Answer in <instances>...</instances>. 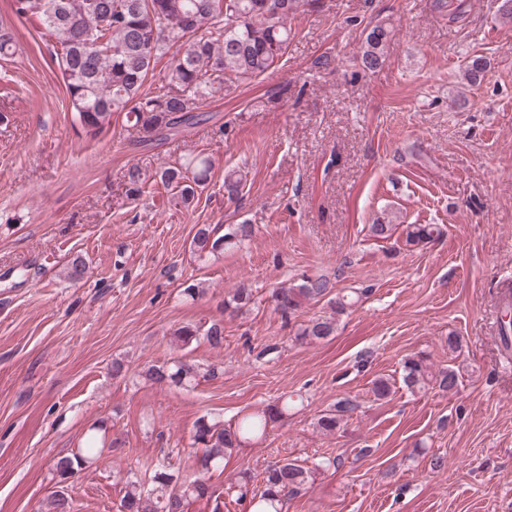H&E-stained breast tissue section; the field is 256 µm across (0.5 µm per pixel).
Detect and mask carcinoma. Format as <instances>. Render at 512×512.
<instances>
[{
    "instance_id": "cac0c4a2",
    "label": "carcinoma",
    "mask_w": 512,
    "mask_h": 512,
    "mask_svg": "<svg viewBox=\"0 0 512 512\" xmlns=\"http://www.w3.org/2000/svg\"><path fill=\"white\" fill-rule=\"evenodd\" d=\"M62 2L10 0L9 7L17 18L37 25L52 42L75 119L86 136H99L111 127L112 117L123 114L143 141L203 121L201 104L221 96L228 78L251 80L280 66L292 36L290 19L299 7V0H83L84 13L71 19L62 10ZM388 37L389 30L382 24L366 30L359 56L362 70L373 71L381 65ZM175 45L180 49L169 53ZM166 54L170 58L159 84L146 88L154 77L157 60ZM487 66L482 56L470 60L466 76L471 85L483 81ZM212 171L210 158L195 155L163 169L160 180L178 189L182 203L189 205L209 184ZM246 184L243 170L225 172L227 201H239ZM369 231L380 239L399 231L405 248L411 251L443 234L437 224L400 226L390 219L376 220ZM252 234L253 225L246 222L233 225L222 235L203 226L194 233L190 248L199 254L218 255ZM332 290L326 277H306L298 284L278 288L273 298L277 310L288 319L305 303L326 297ZM252 300V289L242 284L224 302V308L238 313ZM335 326L334 318L314 317L299 329L296 339L323 340L334 333ZM173 338L183 349L201 339L219 347L224 343V325H184L173 332ZM200 374L201 366L180 358L145 371L146 378L160 385L188 386ZM401 379L412 393L436 387L451 392L458 386L454 369L435 372L423 355L403 362ZM395 389V379L379 377L371 392L382 400ZM357 407L351 397L336 400L333 408L317 417L316 428L326 434L339 432ZM288 410V401L278 399L228 426L199 417L193 430L197 448L193 472L176 475L161 462L145 468L138 462L136 468L144 469V474L128 472L121 487L120 507L123 512H184L186 506L203 502L212 512H224V498L211 483L210 474L223 468L224 458L235 450L266 438L270 428L288 417ZM101 453L93 434L77 453L58 458L54 471L64 483ZM332 466H340L339 460L327 458L309 466L283 459L266 468L260 488H254L250 473L240 471L229 479L227 490L256 512H285L288 500L308 490L317 475ZM49 512H72L65 490L53 492Z\"/></svg>"
}]
</instances>
